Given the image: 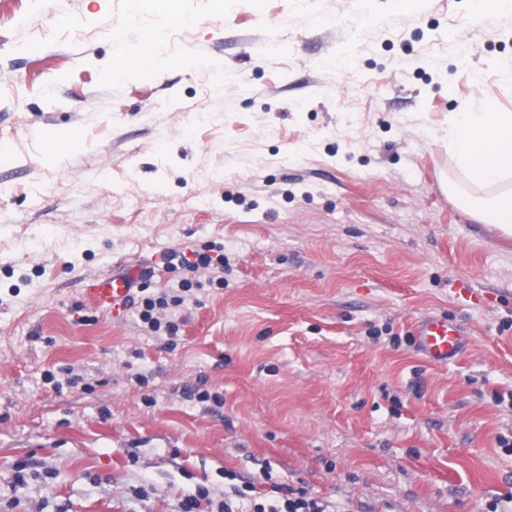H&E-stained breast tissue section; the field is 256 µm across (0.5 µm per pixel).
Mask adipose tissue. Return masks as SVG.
Masks as SVG:
<instances>
[{
	"instance_id": "1",
	"label": "adipose tissue",
	"mask_w": 512,
	"mask_h": 512,
	"mask_svg": "<svg viewBox=\"0 0 512 512\" xmlns=\"http://www.w3.org/2000/svg\"><path fill=\"white\" fill-rule=\"evenodd\" d=\"M130 18L155 14L161 19L159 30L136 49L141 64L156 61L150 50L158 43L162 30L184 21L179 0H127ZM448 144L456 166L472 179L495 182L512 174V112L496 108L485 97L466 101L454 113L448 126Z\"/></svg>"
}]
</instances>
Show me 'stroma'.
Listing matches in <instances>:
<instances>
[{"mask_svg": "<svg viewBox=\"0 0 512 512\" xmlns=\"http://www.w3.org/2000/svg\"><path fill=\"white\" fill-rule=\"evenodd\" d=\"M180 6L147 68L114 60L156 25L126 0H0V512H252L249 484L512 512V238L464 210L512 176L448 152L474 72L512 111V30L471 0ZM214 247L178 336L84 295L132 268L175 292L165 251ZM425 314L454 361L417 351ZM414 336L419 351L427 360L444 364L461 353L465 335L447 317L427 314L416 320Z\"/></svg>", "mask_w": 512, "mask_h": 512, "instance_id": "1", "label": "stroma"}]
</instances>
